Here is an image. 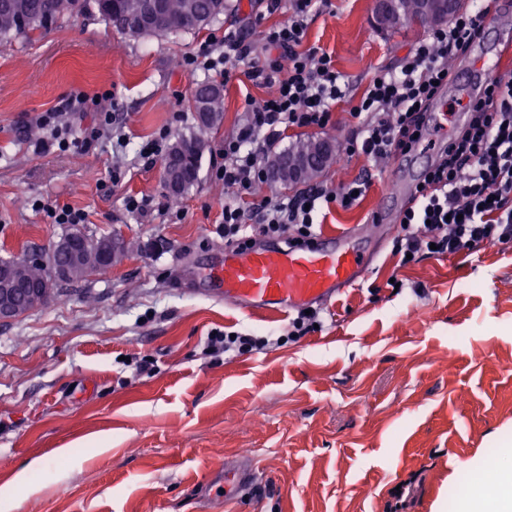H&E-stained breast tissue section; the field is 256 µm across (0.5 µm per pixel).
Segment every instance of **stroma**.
<instances>
[{
    "mask_svg": "<svg viewBox=\"0 0 512 512\" xmlns=\"http://www.w3.org/2000/svg\"><path fill=\"white\" fill-rule=\"evenodd\" d=\"M228 3L193 33L132 37L91 9L0 45V259L44 253L66 232L50 206L81 210L91 236L139 244L109 274L63 284L45 306L0 323V490L24 483L14 512H390L392 489L408 481L407 512H455L469 468L492 480L512 465L501 448L512 437V247L399 266L391 239L405 205L381 202L400 162L346 152L352 103L430 31L377 29L374 0H331L309 15L304 48L327 52L349 83L334 125L310 131L337 144L316 182L371 180L351 208L324 210L321 228L364 229L375 244L356 285L325 306L321 329L217 361L203 353L209 334L288 323L214 296L224 204L251 198L211 172L225 136L273 89L249 78L248 64L233 68L224 122L179 204L162 157L140 150L162 129H192L193 91L215 74L181 61L201 42L234 31L253 58L270 59L263 34L278 14L260 0ZM483 27V43L451 63L448 112L466 101L460 72L480 79L472 55L512 30V0H492ZM78 91L112 94L111 134L86 152L35 149L37 118ZM129 196L148 199L147 212L128 211ZM142 357L151 374L136 373ZM243 457L259 472L232 502L224 473Z\"/></svg>",
    "mask_w": 512,
    "mask_h": 512,
    "instance_id": "obj_1",
    "label": "stroma"
}]
</instances>
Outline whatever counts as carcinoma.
<instances>
[{"label": "carcinoma", "mask_w": 512, "mask_h": 512, "mask_svg": "<svg viewBox=\"0 0 512 512\" xmlns=\"http://www.w3.org/2000/svg\"><path fill=\"white\" fill-rule=\"evenodd\" d=\"M161 3L164 19L156 30L158 34L203 29L227 8V0H161ZM141 4L142 0H0V42L46 29L59 18L80 14L91 5L107 24L124 34L138 25ZM417 11L418 0H402L399 15L388 27L396 30L416 22ZM191 107L195 126L190 132L177 136L164 159L166 165L173 162L181 165L182 176L177 186L163 180L175 200L197 183L206 147L205 135L219 128L224 121V86L211 81L198 83ZM319 142L320 139L314 137L299 138L288 148L272 153L268 158L270 173L266 187H288V174H274L280 161L286 157L290 162H298L313 153ZM53 261H58V257L47 254L41 262L31 263L27 268L28 277L34 281L50 277Z\"/></svg>", "instance_id": "carcinoma-1"}]
</instances>
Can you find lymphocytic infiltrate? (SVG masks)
Masks as SVG:
<instances>
[{
	"mask_svg": "<svg viewBox=\"0 0 512 512\" xmlns=\"http://www.w3.org/2000/svg\"><path fill=\"white\" fill-rule=\"evenodd\" d=\"M265 2L270 13L283 6L288 9L264 34L267 48L279 56L263 64L252 62L249 75L276 84L277 92L253 106L236 131L225 136L224 163L215 171L217 182L242 192L265 182L266 150L279 139L281 128H326L335 104L347 95L331 56L303 46L310 12L315 6H327L328 0ZM485 16L482 10L457 15L418 43L400 70L382 68L374 74L351 109L359 125L348 154L378 164L421 146L424 111L447 85L450 60L464 53L481 33ZM223 43L219 57L214 56L212 43H201L195 53L184 57V68L201 66L224 78L226 63L249 60L252 49L236 33H225ZM111 100L108 94L95 99L78 92L58 109L39 116L38 123L59 148L87 151L112 128ZM67 112H93L97 122L77 134L61 121ZM369 186L366 180L333 189L319 185L285 200L262 197L248 209L225 204L224 242L238 249L252 246L260 237L280 239L292 247L311 243L322 206L334 202L351 207ZM417 193V204L403 211L400 230L392 240L391 253L400 265L419 261L432 251L453 256L482 244L512 245V77L497 76L481 86L465 125L441 147ZM319 321V309L300 310L279 336L215 332L208 336L206 350L214 356L234 357L281 346L313 332Z\"/></svg>",
	"mask_w": 512,
	"mask_h": 512,
	"instance_id": "obj_1",
	"label": "lymphocytic infiltrate"
}]
</instances>
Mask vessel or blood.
I'll use <instances>...</instances> for the list:
<instances>
[{"label": "vessel or blood", "mask_w": 512, "mask_h": 512, "mask_svg": "<svg viewBox=\"0 0 512 512\" xmlns=\"http://www.w3.org/2000/svg\"><path fill=\"white\" fill-rule=\"evenodd\" d=\"M316 241L313 247L289 249L275 242L226 252L215 273L220 298L228 306L275 313L329 302L355 283L366 254L344 231ZM254 476L252 463L240 461L224 476L226 493L240 495Z\"/></svg>", "instance_id": "obj_1"}]
</instances>
